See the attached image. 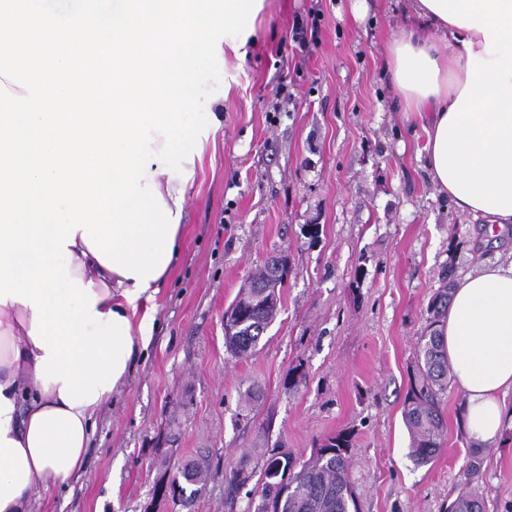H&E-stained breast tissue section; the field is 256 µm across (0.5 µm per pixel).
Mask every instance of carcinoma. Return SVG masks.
Listing matches in <instances>:
<instances>
[{
  "label": "carcinoma",
  "mask_w": 512,
  "mask_h": 512,
  "mask_svg": "<svg viewBox=\"0 0 512 512\" xmlns=\"http://www.w3.org/2000/svg\"><path fill=\"white\" fill-rule=\"evenodd\" d=\"M455 276V266L448 265L442 286L428 303V324L418 340V354L404 400L403 417L411 436V457L419 464L429 463L442 447L445 421L440 396L450 386L452 376L439 323L448 311ZM287 278L288 268L280 266L276 256L252 276L226 313L229 318L235 317L233 326H224V344L229 352L245 356L256 351L277 315L279 291ZM353 437L351 431L328 436L302 461L288 452L269 456L261 484L249 498L248 512H358L349 470ZM279 468L289 472L292 490L268 481L269 472ZM205 469L203 459L177 469L179 501L185 503L202 491ZM448 512H484L483 501L476 493H464L448 505Z\"/></svg>",
  "instance_id": "cac0c4a2"
}]
</instances>
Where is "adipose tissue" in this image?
I'll use <instances>...</instances> for the list:
<instances>
[{"mask_svg": "<svg viewBox=\"0 0 512 512\" xmlns=\"http://www.w3.org/2000/svg\"><path fill=\"white\" fill-rule=\"evenodd\" d=\"M264 0H224L232 51L245 47ZM417 26L400 29L386 71L407 112L429 115L425 169L456 212L489 235L512 226V0H410ZM71 277L91 283L95 311L133 319L134 279L101 264L82 237L70 248ZM33 312L0 304V512H36L41 492L79 477L94 403L66 405L58 383L36 376L44 351L29 331ZM461 418L475 442L492 444L507 424L512 392V254L458 280L441 323Z\"/></svg>", "mask_w": 512, "mask_h": 512, "instance_id": "1", "label": "adipose tissue"}]
</instances>
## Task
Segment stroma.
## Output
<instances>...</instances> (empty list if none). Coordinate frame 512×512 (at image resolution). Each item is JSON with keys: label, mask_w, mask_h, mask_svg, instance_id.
<instances>
[{"label": "stroma", "mask_w": 512, "mask_h": 512, "mask_svg": "<svg viewBox=\"0 0 512 512\" xmlns=\"http://www.w3.org/2000/svg\"><path fill=\"white\" fill-rule=\"evenodd\" d=\"M407 21L406 0H265L245 55L219 65L224 120L188 190L179 263L137 308L154 316L146 348L97 416L80 477L42 492L39 512H245L233 470L260 472L275 448L310 456L341 430L360 512H448L465 490L512 512V427L464 478L458 387L441 396L442 452L409 455L403 404L428 302L448 264L462 277L511 253L512 229L488 237L428 178L423 121L405 118L383 67ZM300 23L316 41H293ZM280 252L279 313L254 354L234 356L224 314ZM200 453L209 470L189 505L155 494L156 461Z\"/></svg>", "instance_id": "1"}]
</instances>
